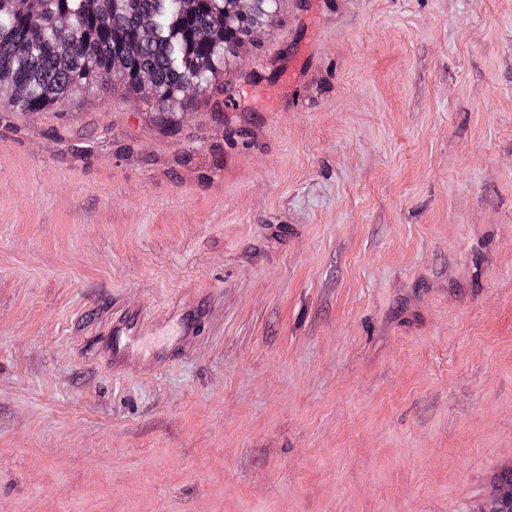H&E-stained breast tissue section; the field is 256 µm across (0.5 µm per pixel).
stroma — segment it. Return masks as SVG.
<instances>
[{
  "label": "stroma",
  "instance_id": "obj_1",
  "mask_svg": "<svg viewBox=\"0 0 512 512\" xmlns=\"http://www.w3.org/2000/svg\"><path fill=\"white\" fill-rule=\"evenodd\" d=\"M261 39L174 135L119 87L0 105V512H473L512 473V0ZM141 319L138 314H131L127 320H124L120 325L113 330L112 335L114 336L113 342V354L114 358L121 357L125 352V345L123 343V336H132L138 331Z\"/></svg>",
  "mask_w": 512,
  "mask_h": 512
}]
</instances>
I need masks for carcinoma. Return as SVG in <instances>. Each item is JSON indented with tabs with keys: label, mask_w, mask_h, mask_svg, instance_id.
Listing matches in <instances>:
<instances>
[{
	"label": "carcinoma",
	"mask_w": 512,
	"mask_h": 512,
	"mask_svg": "<svg viewBox=\"0 0 512 512\" xmlns=\"http://www.w3.org/2000/svg\"><path fill=\"white\" fill-rule=\"evenodd\" d=\"M102 0H36L24 12L12 13L0 0V99L5 97L22 112H44L69 104L84 86L107 93L112 87L99 75L110 64L118 46L131 47L130 67L152 76L151 90L135 83L125 88L141 94L166 115L163 131L172 134L171 115L184 112L190 100L181 89L194 84L209 88L223 74L224 59L237 53L238 44L197 41L194 32H206L224 22L225 0H126L125 10L104 13ZM278 0H254L249 33L256 42L268 11ZM55 13L69 18L66 27L50 25ZM152 20L151 33L141 31V20ZM22 85L26 94L14 96Z\"/></svg>",
	"instance_id": "1"
}]
</instances>
